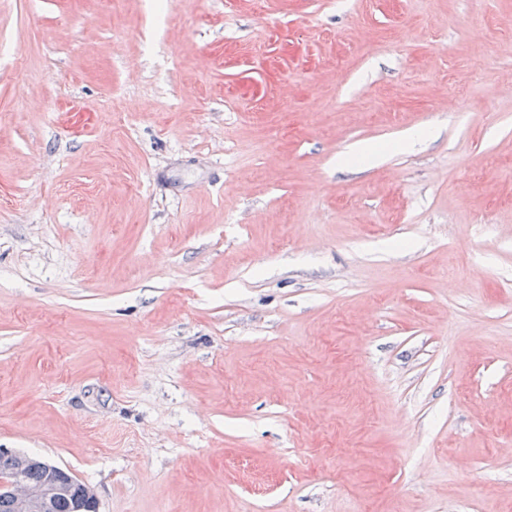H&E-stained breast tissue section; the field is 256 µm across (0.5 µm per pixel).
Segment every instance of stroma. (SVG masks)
I'll list each match as a JSON object with an SVG mask.
<instances>
[{"instance_id":"35a3bbf8","label":"stroma","mask_w":512,"mask_h":512,"mask_svg":"<svg viewBox=\"0 0 512 512\" xmlns=\"http://www.w3.org/2000/svg\"><path fill=\"white\" fill-rule=\"evenodd\" d=\"M0 448L512 512V0H0Z\"/></svg>"}]
</instances>
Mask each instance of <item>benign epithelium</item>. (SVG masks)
<instances>
[{
    "label": "benign epithelium",
    "mask_w": 512,
    "mask_h": 512,
    "mask_svg": "<svg viewBox=\"0 0 512 512\" xmlns=\"http://www.w3.org/2000/svg\"><path fill=\"white\" fill-rule=\"evenodd\" d=\"M13 474L9 481L0 483V496L10 498L16 512H52L53 503L60 498H69L74 503V512H98V498L86 484H71L59 479L61 468L55 464L31 458L24 454H11ZM39 468L43 473L42 483L31 485L28 471Z\"/></svg>",
    "instance_id": "7a95c632"
}]
</instances>
